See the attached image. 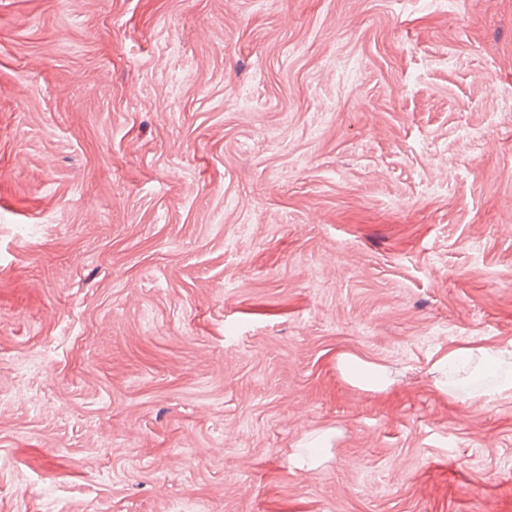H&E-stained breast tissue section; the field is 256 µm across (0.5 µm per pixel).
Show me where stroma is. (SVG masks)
Listing matches in <instances>:
<instances>
[{
    "mask_svg": "<svg viewBox=\"0 0 512 512\" xmlns=\"http://www.w3.org/2000/svg\"><path fill=\"white\" fill-rule=\"evenodd\" d=\"M467 345L512 367V0H0V512H512ZM477 354L478 357V370L484 372L487 368L492 366L498 367L499 356L495 351L488 350L483 347H468L448 352V363L457 360L459 357L467 359L468 361ZM338 367L351 384L365 390L382 391L389 385L383 366L354 355H343ZM447 394L448 398L452 400L466 398L471 402L484 403L491 397L499 396L502 394L512 395V376L505 375L502 377L499 384L490 391H465L464 384H462L461 386L448 385Z\"/></svg>",
    "mask_w": 512,
    "mask_h": 512,
    "instance_id": "obj_1",
    "label": "stroma"
}]
</instances>
